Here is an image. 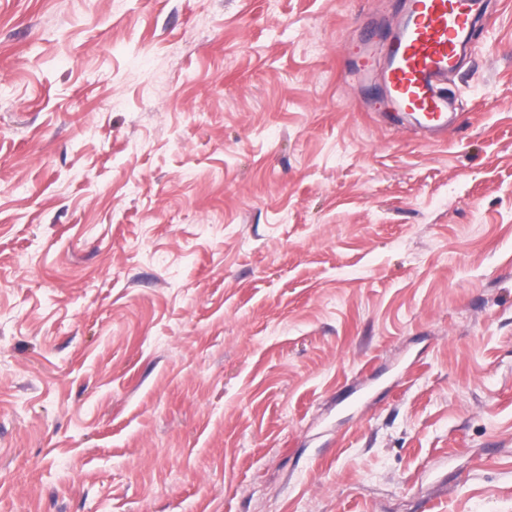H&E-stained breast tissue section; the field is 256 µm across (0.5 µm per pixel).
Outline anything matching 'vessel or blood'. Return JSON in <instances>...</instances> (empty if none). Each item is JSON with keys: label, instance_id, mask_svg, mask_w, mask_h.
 Wrapping results in <instances>:
<instances>
[{"label": "vessel or blood", "instance_id": "obj_1", "mask_svg": "<svg viewBox=\"0 0 512 512\" xmlns=\"http://www.w3.org/2000/svg\"><path fill=\"white\" fill-rule=\"evenodd\" d=\"M494 20L490 0H401L387 38L378 44L375 78L416 135L429 142L447 135L456 110L448 76L467 60L477 28Z\"/></svg>", "mask_w": 512, "mask_h": 512}]
</instances>
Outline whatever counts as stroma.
Listing matches in <instances>:
<instances>
[{
  "label": "stroma",
  "mask_w": 512,
  "mask_h": 512,
  "mask_svg": "<svg viewBox=\"0 0 512 512\" xmlns=\"http://www.w3.org/2000/svg\"><path fill=\"white\" fill-rule=\"evenodd\" d=\"M397 0H0V512H512V0L428 144Z\"/></svg>",
  "instance_id": "1"
}]
</instances>
